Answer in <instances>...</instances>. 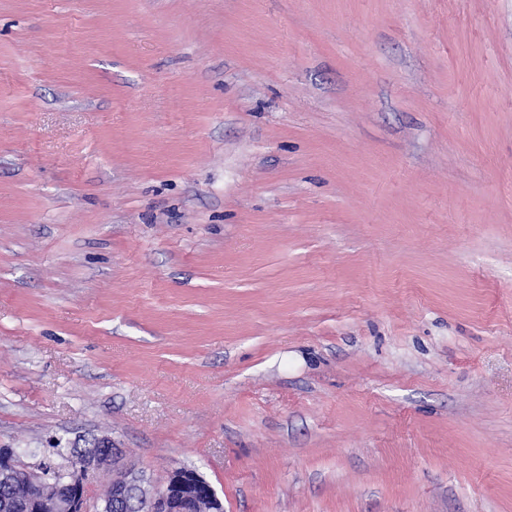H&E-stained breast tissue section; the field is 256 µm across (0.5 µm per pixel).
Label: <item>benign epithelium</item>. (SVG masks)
Listing matches in <instances>:
<instances>
[{
	"instance_id": "1",
	"label": "benign epithelium",
	"mask_w": 512,
	"mask_h": 512,
	"mask_svg": "<svg viewBox=\"0 0 512 512\" xmlns=\"http://www.w3.org/2000/svg\"><path fill=\"white\" fill-rule=\"evenodd\" d=\"M116 465L112 441L97 439L90 448L72 449L70 469L75 475L61 487V493L52 499H41L31 504V512H106L108 506L128 502L137 505V512H224L223 500L215 488L197 471L178 468L170 471L161 487L146 491L141 477L131 467L112 476L111 495L100 501L90 498V481L102 469ZM57 469L44 465L35 472L18 465L12 448H0V484L9 487L15 479L26 478L40 485L56 484Z\"/></svg>"
}]
</instances>
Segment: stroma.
Here are the masks:
<instances>
[{
	"mask_svg": "<svg viewBox=\"0 0 512 512\" xmlns=\"http://www.w3.org/2000/svg\"><path fill=\"white\" fill-rule=\"evenodd\" d=\"M224 512H512V0H0V448ZM70 470L75 475L59 486L52 499H41L31 504L30 512H105L109 499L112 507L128 502L137 505V512H223L224 503L215 488L197 471L178 468L170 471L161 487L147 492L141 484V477L132 467L113 474L111 495L100 501L90 498V481L94 474L112 466L116 456L112 441L103 437L93 442L91 448H71Z\"/></svg>",
	"mask_w": 512,
	"mask_h": 512,
	"instance_id": "1",
	"label": "stroma"
}]
</instances>
